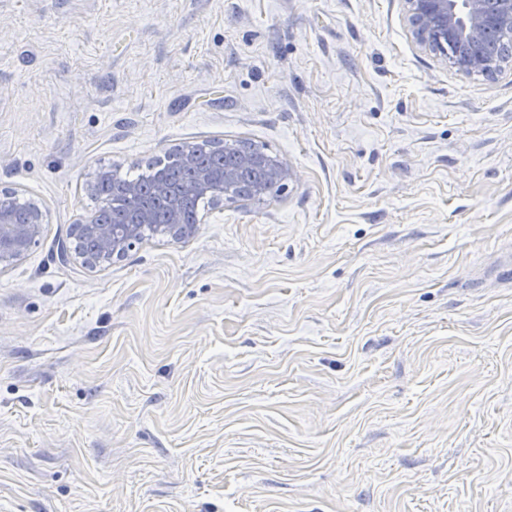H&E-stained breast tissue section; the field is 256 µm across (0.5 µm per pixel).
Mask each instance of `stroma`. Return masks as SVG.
<instances>
[{
    "label": "stroma",
    "instance_id": "1",
    "mask_svg": "<svg viewBox=\"0 0 512 512\" xmlns=\"http://www.w3.org/2000/svg\"><path fill=\"white\" fill-rule=\"evenodd\" d=\"M205 140L293 172L63 263L87 184ZM0 512H512V62L402 0H0ZM419 47L448 63L445 42L457 44L451 67L464 76L493 75L499 60L482 43L491 31L512 33V0H403ZM13 199L0 198V267H6L22 258L36 238L41 234L46 215L35 202L17 204L19 210L25 208V216L18 220L13 207Z\"/></svg>",
    "mask_w": 512,
    "mask_h": 512
}]
</instances>
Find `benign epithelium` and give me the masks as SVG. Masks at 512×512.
Segmentation results:
<instances>
[{"label": "benign epithelium", "mask_w": 512, "mask_h": 512, "mask_svg": "<svg viewBox=\"0 0 512 512\" xmlns=\"http://www.w3.org/2000/svg\"><path fill=\"white\" fill-rule=\"evenodd\" d=\"M413 37L419 47L449 61L455 71L464 76L493 75L499 70V60L486 54L483 40L492 31L512 33V0H403ZM457 44L458 51L448 58L445 42ZM224 153L232 163L224 167V184H235L241 174L252 168L264 171L268 185L281 187L293 177L288 165L267 154L257 153L242 143H224ZM182 167L195 171V187L216 192L211 173L196 166L194 146L186 144L177 150ZM157 194L167 198L169 222L162 234L179 240L195 233V228L182 223L180 199L166 190V182L156 183ZM46 221L45 212L35 202L25 203V216L18 220L13 198H0V267H6L22 258L41 234ZM151 214L142 212L135 224H104L97 216L82 222V233L94 244L92 253H73L67 244L60 247L61 259L73 257L89 267L112 263L135 247L140 240V225L149 224Z\"/></svg>", "instance_id": "obj_1"}]
</instances>
